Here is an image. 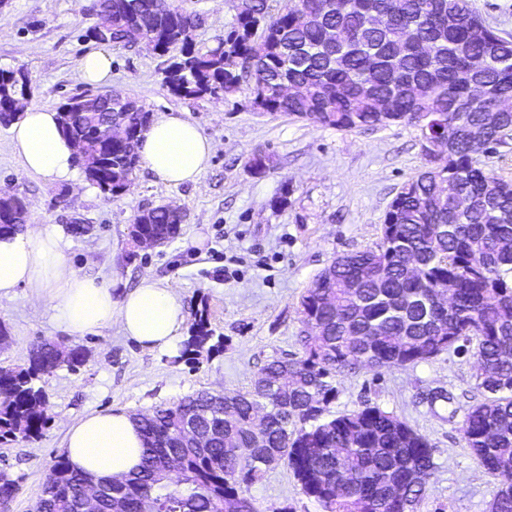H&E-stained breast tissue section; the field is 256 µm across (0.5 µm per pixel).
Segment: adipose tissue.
Masks as SVG:
<instances>
[{
    "mask_svg": "<svg viewBox=\"0 0 512 512\" xmlns=\"http://www.w3.org/2000/svg\"><path fill=\"white\" fill-rule=\"evenodd\" d=\"M14 149L24 168L43 181L77 180L74 145L65 139L55 110L25 107L11 126ZM215 145L181 112H170L143 132L137 152L156 181L179 185L198 182ZM61 230L33 226L0 236V297L16 288L29 289L49 302L59 326L74 335L119 323L124 336L143 350L169 352L176 348L184 323L176 292L144 276L137 288L114 298L110 287L79 276L70 266ZM143 439L131 415L121 409L94 411L69 427L63 453L77 472L96 479L119 478L140 461Z\"/></svg>",
    "mask_w": 512,
    "mask_h": 512,
    "instance_id": "adipose-tissue-1",
    "label": "adipose tissue"
}]
</instances>
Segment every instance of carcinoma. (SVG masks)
Here are the masks:
<instances>
[{
	"instance_id": "obj_1",
	"label": "carcinoma",
	"mask_w": 512,
	"mask_h": 512,
	"mask_svg": "<svg viewBox=\"0 0 512 512\" xmlns=\"http://www.w3.org/2000/svg\"><path fill=\"white\" fill-rule=\"evenodd\" d=\"M291 0L271 12L259 0L258 15H236L217 44L193 45L201 16L183 0H89L100 15L112 6L107 44H125L139 27L137 46L180 56L164 70V82L183 98L221 100L250 84L252 104L338 131L376 129L399 122L430 129L448 146L427 159V170L406 181L389 204L379 242L336 256L301 297L299 357H274L255 375L251 389L228 406L207 390L160 405L134 420L143 436L141 466L122 479H101L97 512H262L245 495L261 481L275 456L287 464L303 494L323 512H416L436 466L430 440L392 412L364 404L333 415L335 377L361 367L389 370L429 362L443 353H470L478 361L482 399L467 410L460 433L492 478L490 512H512V181L486 172L476 142L502 145L512 132V37L490 28L468 0H372L385 17L368 24L365 0ZM431 47L424 55L411 38ZM474 83L491 96L470 100L458 73L471 61ZM306 86L305 99L274 91L282 76ZM32 97L21 68H0V124L17 120ZM86 108L81 96L58 106L64 136L82 137L76 162L102 193L118 196L138 166L137 144L103 139L108 123L139 136L152 112L126 94ZM0 236L24 229L28 203L18 197ZM183 217L158 205L134 217L136 230L167 244ZM205 311H196L181 358L218 352ZM79 347L43 340L28 350L26 366L0 365V441L40 434L47 410L42 379L57 367L81 365ZM266 424L253 426L257 413ZM196 420L213 433L196 448L184 437ZM88 476L59 456L35 512H82ZM17 481L0 469V509L9 512Z\"/></svg>"
}]
</instances>
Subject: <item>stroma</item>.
Segmentation results:
<instances>
[{"label": "stroma", "mask_w": 512, "mask_h": 512, "mask_svg": "<svg viewBox=\"0 0 512 512\" xmlns=\"http://www.w3.org/2000/svg\"><path fill=\"white\" fill-rule=\"evenodd\" d=\"M235 0H185L204 17L197 47L214 46L235 22ZM95 16L82 0H8L0 8V68L25 67L32 103L57 107L85 91L80 58L100 45L87 31ZM112 79L104 92L121 91L153 112H184L216 146L197 183L170 186L137 167L126 192L106 197L91 185L49 184L26 173L0 125V192L24 198L30 220L62 230L67 257L81 275L111 286L114 297L136 288L143 276L180 296L186 321L206 309L220 352L193 362L174 353L147 352L119 324L83 336L60 328L47 303L29 289L0 297V322L10 343L0 363L24 364L42 339L85 350L77 367L46 376L47 420L38 438L0 442V460L17 480L11 512H34L70 423L92 411L148 412L198 390L237 393L274 356L300 352L299 302L313 279L337 254L375 246L389 204L427 161L417 131L403 124L338 131L286 115H261L249 90L222 101L183 99L164 82L170 56L136 47H110ZM271 154L264 173L249 171L254 151ZM179 207V235L153 250L132 244L128 228L139 211ZM88 226L76 233L74 224ZM471 355L445 353L404 368L361 369L336 378L339 414L369 403L395 413L425 434L436 469L417 512H488L491 478L461 441L460 426L480 394ZM444 390L451 403L429 406L426 393ZM261 512H321L302 494L285 465L270 469L249 490Z\"/></svg>", "instance_id": "35a3bbf8"}]
</instances>
